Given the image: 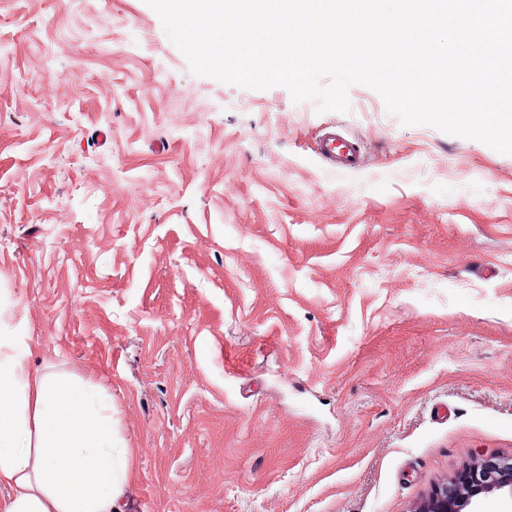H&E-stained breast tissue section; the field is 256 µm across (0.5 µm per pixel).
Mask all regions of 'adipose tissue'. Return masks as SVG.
Here are the masks:
<instances>
[{
  "instance_id": "1",
  "label": "adipose tissue",
  "mask_w": 512,
  "mask_h": 512,
  "mask_svg": "<svg viewBox=\"0 0 512 512\" xmlns=\"http://www.w3.org/2000/svg\"><path fill=\"white\" fill-rule=\"evenodd\" d=\"M23 336H0V512H120L128 479L106 402L30 368Z\"/></svg>"
}]
</instances>
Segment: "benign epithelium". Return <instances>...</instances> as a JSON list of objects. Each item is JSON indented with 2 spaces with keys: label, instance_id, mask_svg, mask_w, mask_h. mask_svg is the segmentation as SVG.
<instances>
[{
  "label": "benign epithelium",
  "instance_id": "obj_1",
  "mask_svg": "<svg viewBox=\"0 0 512 512\" xmlns=\"http://www.w3.org/2000/svg\"><path fill=\"white\" fill-rule=\"evenodd\" d=\"M498 494L512 498V457L478 456L410 512H479L485 498Z\"/></svg>",
  "mask_w": 512,
  "mask_h": 512
}]
</instances>
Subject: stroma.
Instances as JSON below:
<instances>
[{"instance_id":"stroma-1","label":"stroma","mask_w":512,"mask_h":512,"mask_svg":"<svg viewBox=\"0 0 512 512\" xmlns=\"http://www.w3.org/2000/svg\"><path fill=\"white\" fill-rule=\"evenodd\" d=\"M349 99L194 75L145 0H0V334L111 404L126 512H409L512 454V155ZM318 155L334 168L357 171L361 168V151L356 142L346 139L336 129L326 130L317 144Z\"/></svg>"}]
</instances>
